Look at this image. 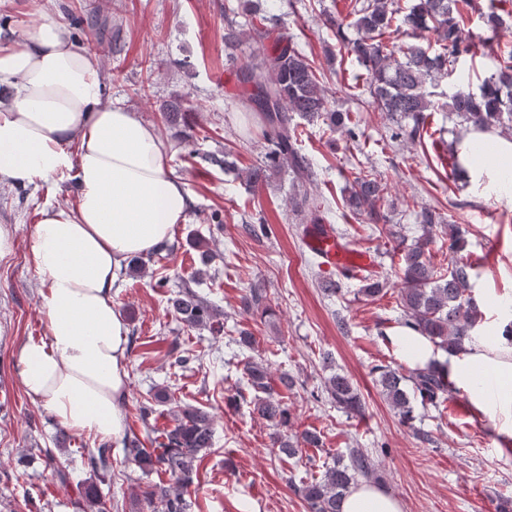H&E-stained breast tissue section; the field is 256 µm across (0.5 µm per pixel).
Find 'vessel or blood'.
I'll list each match as a JSON object with an SVG mask.
<instances>
[{"label": "vessel or blood", "mask_w": 512, "mask_h": 512, "mask_svg": "<svg viewBox=\"0 0 512 512\" xmlns=\"http://www.w3.org/2000/svg\"><path fill=\"white\" fill-rule=\"evenodd\" d=\"M306 245L319 259L324 269H333L353 278L375 272L377 269L376 262L369 252L348 248L331 225H311Z\"/></svg>", "instance_id": "obj_1"}]
</instances>
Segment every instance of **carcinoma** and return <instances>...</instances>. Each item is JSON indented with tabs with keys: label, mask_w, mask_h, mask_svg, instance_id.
<instances>
[{
	"label": "carcinoma",
	"mask_w": 512,
	"mask_h": 512,
	"mask_svg": "<svg viewBox=\"0 0 512 512\" xmlns=\"http://www.w3.org/2000/svg\"><path fill=\"white\" fill-rule=\"evenodd\" d=\"M498 0H489L482 12L484 43L495 63L484 78L477 94L459 91L449 97L448 111L477 130L512 126V49H501L503 18ZM260 0H235L224 9V47L229 50L231 73L243 90V105L247 112V130L261 125V137L268 143L263 164L245 172L246 184L256 188L267 184L286 169L291 175L295 193L290 205L296 212L310 213L313 223L322 220L323 200L310 194L307 185L315 172L309 159L301 152L298 124L294 116L309 121L322 120L327 130L340 131L347 138L359 137L351 113L329 108L328 98L317 76L313 61L298 48L295 35L281 23L280 16L261 12ZM470 0H412L402 9L398 0H366L354 12V19L334 21L341 48L354 56L364 67L368 79V106L378 112H388L406 120L398 126L394 138L414 143L421 140L425 123L432 112L442 109L432 99L427 86L448 77V67L471 51L472 43L460 27L462 6ZM78 29L97 31L102 41H112V51H123L121 30L108 29L99 17L88 14L75 18ZM355 28L357 37L349 39L344 30ZM245 40L258 45L259 53L241 62L234 50ZM186 99L175 95L163 103L161 112L167 125L191 128ZM387 184L369 171H360L345 196L351 211L366 215L379 223V208L386 200ZM422 234L400 249L402 287L400 306L403 325L415 329L436 346L451 353L465 351V344L475 340L473 331L481 320L472 293L473 267L454 256L448 268H438L431 261L428 246L434 225L443 223L434 208L424 207L417 214ZM266 289L252 285L242 296L246 311L266 308ZM175 317L189 327L214 325L218 316L212 303L190 283H184L169 299ZM245 384L255 396L253 411L281 428H288L292 414L288 403L276 397L268 367L251 357L244 362ZM377 382L388 404L402 420L413 419L410 398L421 404L441 408L448 401L452 388L448 377L435 368L406 369L379 365ZM328 401L347 413L360 414L364 405L350 379L340 373L328 378L324 385ZM174 426L163 431L159 452L144 448L136 436L125 437L123 452L126 460L141 468L161 470L181 484L192 482L194 463L199 455L213 445L214 417L210 411L183 405L173 413ZM280 452L293 457L301 446L317 448L320 436L305 432L293 441L277 436ZM88 466L95 472L112 467V449L101 446L85 454ZM372 471V459L360 449H353L347 458L323 465L319 477L303 481L298 493L309 512H341L346 494ZM79 494L94 512H105L102 496L96 484L80 488ZM159 501L163 512H191L192 503L180 493L159 483L148 492L149 503Z\"/></svg>",
	"instance_id": "1"
}]
</instances>
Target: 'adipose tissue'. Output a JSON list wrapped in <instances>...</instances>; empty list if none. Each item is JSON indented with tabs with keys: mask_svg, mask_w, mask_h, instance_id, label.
I'll return each instance as SVG.
<instances>
[{
	"mask_svg": "<svg viewBox=\"0 0 512 512\" xmlns=\"http://www.w3.org/2000/svg\"><path fill=\"white\" fill-rule=\"evenodd\" d=\"M0 182L74 175L78 194L48 205L30 251L46 334L17 351L21 383L65 429L98 441L122 433L128 326L114 301L127 261L170 241L192 199L167 171L170 144L105 93L92 60L68 26L41 17L22 43L0 40ZM394 343L414 367L436 366L477 412L512 438V344L498 327L461 354L408 327ZM342 512H402L375 485L351 490Z\"/></svg>",
	"mask_w": 512,
	"mask_h": 512,
	"instance_id": "1",
	"label": "adipose tissue"
}]
</instances>
